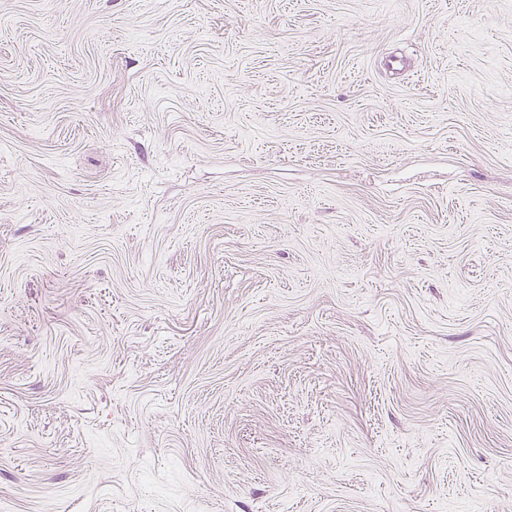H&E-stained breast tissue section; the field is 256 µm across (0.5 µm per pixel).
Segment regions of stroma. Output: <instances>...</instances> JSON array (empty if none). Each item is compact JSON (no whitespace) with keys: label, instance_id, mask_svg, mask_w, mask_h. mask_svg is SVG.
I'll use <instances>...</instances> for the list:
<instances>
[{"label":"stroma","instance_id":"35a3bbf8","mask_svg":"<svg viewBox=\"0 0 512 512\" xmlns=\"http://www.w3.org/2000/svg\"><path fill=\"white\" fill-rule=\"evenodd\" d=\"M0 512H512V0H0Z\"/></svg>","mask_w":512,"mask_h":512}]
</instances>
